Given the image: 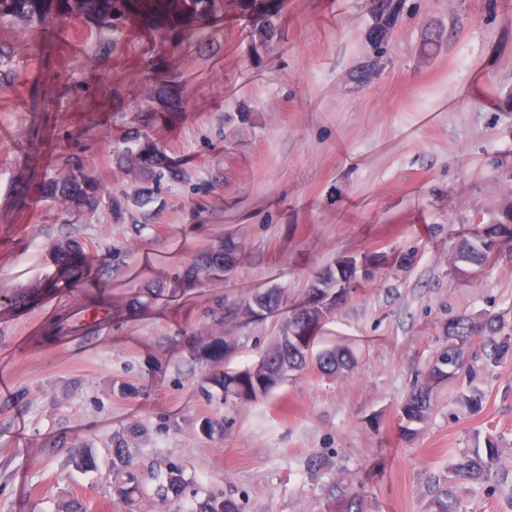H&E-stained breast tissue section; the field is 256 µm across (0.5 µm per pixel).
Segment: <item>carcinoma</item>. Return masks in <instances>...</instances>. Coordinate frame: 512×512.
I'll return each mask as SVG.
<instances>
[{"label":"carcinoma","instance_id":"cac0c4a2","mask_svg":"<svg viewBox=\"0 0 512 512\" xmlns=\"http://www.w3.org/2000/svg\"><path fill=\"white\" fill-rule=\"evenodd\" d=\"M383 5L379 23L393 24L400 12V0H380ZM126 154L133 164H146V173L161 181L169 172L166 156L149 141H135L126 147ZM241 246L224 248L219 241L200 252L190 265L187 275L196 281L212 282L222 280L234 268ZM488 258L480 229H475L470 239L463 242L456 253L454 264L465 262L481 266ZM331 281L322 277L310 284V305L291 312L286 323V331L277 345L266 352L259 367L236 378L224 380V394L255 396L265 394L287 380L288 375L302 371L310 359L317 323L336 308L335 289ZM284 300L283 292L266 291L255 295L253 302L246 303L244 310L256 314L260 311H274ZM477 345L479 355L471 356V346ZM512 345V336L504 334L501 319L492 314L461 315L448 327V345L435 357L424 375L422 382L413 384L401 402L399 418L402 429L408 435L417 434L426 424L434 407V386L432 380L444 373H450V379H458L464 372L471 370L473 361H480L486 369L499 366L504 354ZM353 353L345 347H331L322 350L315 358L317 368L324 374L335 375L351 367ZM138 436V429L130 427L116 434L112 439V465L117 469H129L133 466V453L130 448ZM500 449L493 440H487L484 448H476L462 455L452 463L450 472L455 479L480 483L494 492L496 488L508 482V476L499 470ZM158 484L155 495L166 502L178 500L185 494L190 483L180 475V468L169 466L166 477L156 475ZM342 504L339 512H365V496L359 490L342 491L338 494ZM429 512H460L454 486L440 488L429 502Z\"/></svg>","mask_w":512,"mask_h":512}]
</instances>
